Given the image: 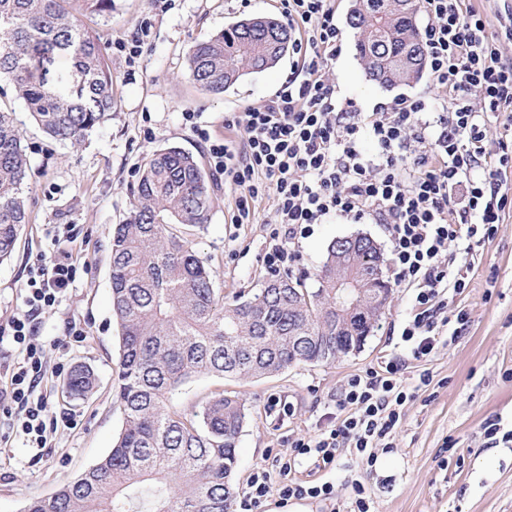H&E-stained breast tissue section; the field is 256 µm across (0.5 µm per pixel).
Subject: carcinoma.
<instances>
[{
	"instance_id": "1",
	"label": "carcinoma",
	"mask_w": 512,
	"mask_h": 512,
	"mask_svg": "<svg viewBox=\"0 0 512 512\" xmlns=\"http://www.w3.org/2000/svg\"><path fill=\"white\" fill-rule=\"evenodd\" d=\"M114 0H0V82L11 86L52 139L78 145L112 118V69L84 23L106 21ZM418 0H353L348 23L366 76L381 86L409 84L424 73ZM287 24L242 19L195 43L188 75L222 94L241 77L276 66L292 46ZM28 159L12 112L0 107V260L28 223ZM133 208L110 249L112 314L120 329L116 397L124 425L111 451L74 481L26 512H232L237 443L247 418L237 395L220 394L201 410L179 413L168 395L199 374L273 376L299 363L334 362L357 351L383 314L392 288L383 259L369 245L350 256L373 277L383 302L348 329L336 323L328 283L336 242L310 290L289 277L268 278L233 302L213 288V274L178 225L209 221V175L192 153L166 146L139 166ZM82 368L73 395L91 386Z\"/></svg>"
}]
</instances>
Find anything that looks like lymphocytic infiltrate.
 Masks as SVG:
<instances>
[{"instance_id":"obj_1","label":"lymphocytic infiltrate","mask_w":512,"mask_h":512,"mask_svg":"<svg viewBox=\"0 0 512 512\" xmlns=\"http://www.w3.org/2000/svg\"><path fill=\"white\" fill-rule=\"evenodd\" d=\"M422 5L427 74L442 98L414 95L366 116L356 112L328 78L340 42L335 0H282L297 60L274 97L225 117L222 135L203 128L198 113L183 115L231 192L232 223H252L257 205L272 197L275 219L263 257L269 274L291 272L314 225L332 216L369 219L386 227L395 284L413 291L393 351L345 379L335 412L315 436L292 440L288 456L250 474L243 490L249 512H267L273 496L282 507L314 499L329 512H373L362 476L352 478L354 496L340 508L327 475L340 449H354L365 468L375 464L376 449L393 450L405 404L432 382L425 370L407 382V364L427 361L449 322H467L465 311L449 315L448 301L470 285L476 241L493 236L512 211L505 178L512 164V57L502 50L512 26L491 31L469 0ZM493 127L503 134L494 145L487 139ZM366 138L373 153L362 148ZM461 185L467 196L460 205L454 192ZM452 242L461 251H449ZM77 270L71 252L39 256L24 311L0 321V344L16 352L0 370V445L20 437L42 452L59 425L73 422L50 410L42 382L63 368L48 366L34 319L62 301ZM306 461L325 480L299 479L296 468Z\"/></svg>"}]
</instances>
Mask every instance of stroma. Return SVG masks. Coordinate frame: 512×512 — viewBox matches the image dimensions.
I'll use <instances>...</instances> for the list:
<instances>
[{"label": "stroma", "mask_w": 512, "mask_h": 512, "mask_svg": "<svg viewBox=\"0 0 512 512\" xmlns=\"http://www.w3.org/2000/svg\"><path fill=\"white\" fill-rule=\"evenodd\" d=\"M108 21L89 20L108 63L116 105L112 118L79 147L50 140L33 122L14 93L0 104L15 112L29 160V222L11 257L0 262V315L22 308L29 267L37 255L57 249L78 259L73 288L55 309L39 317L38 334L49 364L87 368L93 389L72 397L67 379L46 382L55 411L70 412L74 427L59 428L52 449L32 462L31 449L0 450V512H25L35 498L51 496L66 481L80 476L109 453L124 416L115 396L121 371L119 327L112 317L109 245L113 229L128 216L136 168L153 150L168 145L194 155L202 150L182 114L200 113L213 130L224 128V115L268 99L290 74L296 58L286 55L276 67L240 78L223 94L200 90L187 75L188 54L199 41L250 15L281 16V0H173L164 13L151 0H115ZM351 0H336L341 51L328 77L340 98L369 112L402 94L439 97L426 79L385 88L366 77L348 24ZM150 30L135 64H128L121 44L130 42L142 23ZM210 220L182 233L198 256L215 272L214 288L225 300L257 292L267 273L262 263L273 218L271 200L257 207L251 224L231 221L232 197L222 178L210 189ZM73 225L74 241H55L53 227ZM362 233L388 250L383 225L333 216L315 225L300 244L301 258L292 271L308 288L329 243ZM468 312V323L456 338L441 340L426 367L433 381L404 409L394 449L379 453L364 476L376 512H512V445L488 438V423L512 430V213L506 214L493 239L478 248L471 284L455 300ZM411 308V293L397 287L380 326L365 344L333 363L300 364L262 378L223 379L201 374L169 396L178 412L200 410L219 393L239 395L248 419L240 435L239 467L233 476L243 489L254 467L287 455L289 438L315 435L347 375L373 366L390 353L399 327ZM77 323L84 341L73 342L68 323ZM292 403L286 418L270 406L272 399Z\"/></svg>", "instance_id": "35a3bbf8"}]
</instances>
